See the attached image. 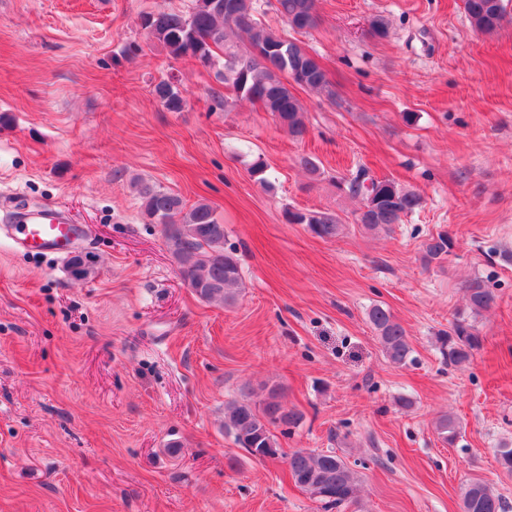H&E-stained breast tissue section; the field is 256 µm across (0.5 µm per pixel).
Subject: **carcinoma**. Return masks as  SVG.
I'll return each mask as SVG.
<instances>
[{
	"label": "carcinoma",
	"mask_w": 512,
	"mask_h": 512,
	"mask_svg": "<svg viewBox=\"0 0 512 512\" xmlns=\"http://www.w3.org/2000/svg\"><path fill=\"white\" fill-rule=\"evenodd\" d=\"M315 2L276 0L275 11L290 27L303 30L316 23ZM463 4L476 33L492 34L500 28L506 13L504 0H463ZM263 15L260 0H193L187 11L146 14L142 23L148 35L174 58L189 56L213 67L215 50L223 51L224 69L217 71L216 77L231 82L241 97L260 103L289 136L301 138L306 133L305 111L293 86L328 92L330 81L313 65L305 48L284 38L262 20ZM239 33L248 39L244 49L231 44L232 37ZM153 93L168 111H182L184 99L170 80L156 83ZM345 186L368 208L365 215L357 216V223L372 232H390L392 225L422 203L413 190L393 179L371 177L364 168L358 169ZM136 188L146 216L162 224L168 251L194 294L208 303H232L241 273L236 258L224 249V224L212 206L199 201L188 207L181 197L150 183L139 182ZM286 217L288 223L305 224L314 235L326 240L336 238L343 228L338 217L329 212L289 210ZM451 250L452 242L443 233L425 242L430 262L447 259ZM467 292L475 312L489 309L496 302L495 295L479 280L470 282ZM369 321L385 356L394 364H406L411 345L404 327L380 305L372 307ZM439 340L448 365L453 367L471 363L482 344L477 330L462 321ZM301 418L300 412L282 403L275 386L260 400L243 393L224 406V428L237 446L260 460L283 456L273 429L294 427ZM435 430L443 443L452 446L461 435L460 421L452 414H443L436 419ZM495 460L503 473L512 476V442L495 450ZM288 473L297 486L329 507L342 508L356 497V473L334 451L295 450L288 454ZM460 498L461 512H506L502 496L481 479L466 482Z\"/></svg>",
	"instance_id": "carcinoma-1"
}]
</instances>
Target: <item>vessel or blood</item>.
I'll return each mask as SVG.
<instances>
[{
	"label": "vessel or blood",
	"mask_w": 512,
	"mask_h": 512,
	"mask_svg": "<svg viewBox=\"0 0 512 512\" xmlns=\"http://www.w3.org/2000/svg\"><path fill=\"white\" fill-rule=\"evenodd\" d=\"M10 222L9 233L15 246L34 254L65 255L85 233L64 209L55 205L20 208L12 213Z\"/></svg>",
	"instance_id": "1"
}]
</instances>
